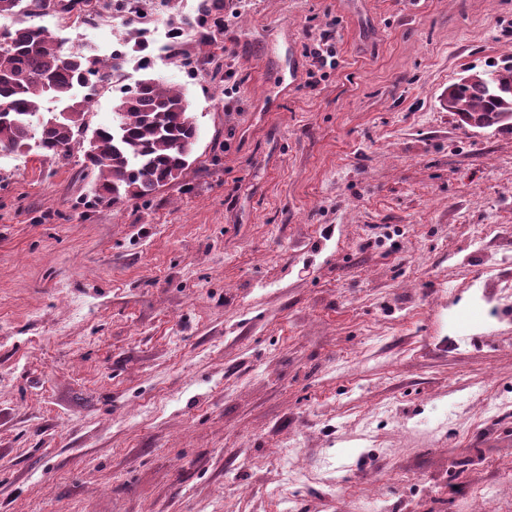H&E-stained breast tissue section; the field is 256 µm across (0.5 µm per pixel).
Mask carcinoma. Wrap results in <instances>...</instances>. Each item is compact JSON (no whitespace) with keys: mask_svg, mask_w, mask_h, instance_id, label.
Masks as SVG:
<instances>
[{"mask_svg":"<svg viewBox=\"0 0 512 512\" xmlns=\"http://www.w3.org/2000/svg\"><path fill=\"white\" fill-rule=\"evenodd\" d=\"M27 0H0V14L28 15ZM197 23L210 39L224 34V0H202ZM101 60L64 53L49 30L34 24L0 32V152L24 154L37 148L57 161L71 157L72 145L87 131L85 115ZM146 74L117 98L118 120L86 139L84 163L98 171L95 194L114 203L143 198L178 180L198 138L190 103L181 89ZM85 88L88 93L76 94ZM50 96L65 104V115L44 118L37 99ZM449 111L475 129L512 128V64L483 70L466 83L448 85Z\"/></svg>","mask_w":512,"mask_h":512,"instance_id":"cac0c4a2","label":"carcinoma"}]
</instances>
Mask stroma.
<instances>
[{"instance_id": "1", "label": "stroma", "mask_w": 512, "mask_h": 512, "mask_svg": "<svg viewBox=\"0 0 512 512\" xmlns=\"http://www.w3.org/2000/svg\"><path fill=\"white\" fill-rule=\"evenodd\" d=\"M163 2L125 78L178 71L179 180L95 205L81 146L0 153V512H512V130L439 102L512 61V0H250L229 56ZM306 56L310 62L307 87L314 91L326 76L327 72L324 70H335L339 65L336 44L331 34L325 32L314 40L306 50Z\"/></svg>"}]
</instances>
